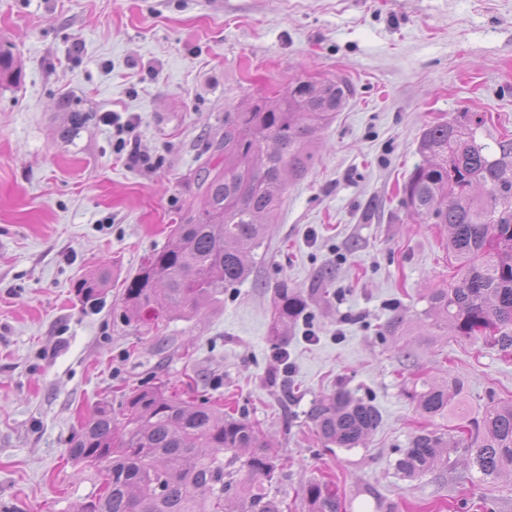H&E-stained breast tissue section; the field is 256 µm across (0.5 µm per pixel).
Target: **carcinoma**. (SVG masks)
Masks as SVG:
<instances>
[{
	"label": "carcinoma",
	"instance_id": "obj_1",
	"mask_svg": "<svg viewBox=\"0 0 512 512\" xmlns=\"http://www.w3.org/2000/svg\"><path fill=\"white\" fill-rule=\"evenodd\" d=\"M14 56L0 45V81L12 77ZM350 88L332 79L302 78L283 92L261 95L245 110L224 113V135L214 151L223 160L198 170L195 197L172 225L167 245L126 279L124 323L157 325L188 317L246 278L281 208L285 176H304L313 159L315 133L344 107ZM484 120L466 112L427 126L418 150L424 157L402 187V204L426 224L448 232L455 274L434 288L426 314L431 326L452 336L512 348V139L496 141L498 154L477 139ZM108 283L104 273L81 279L75 296L97 305ZM307 300L283 282L275 289L273 334L298 321ZM428 417L448 412V386L431 383L413 394ZM98 406L70 441L72 459L98 470V494L80 512H288L287 498L271 493L281 467L256 425L224 415L206 399L187 401L163 382L132 390L119 404ZM308 419L325 443L357 448L377 429L369 401L339 387L316 399ZM461 453L484 479L512 473V401L491 402L480 419L458 435L415 434L396 468L418 478L443 456ZM297 496L307 512H339L336 489L311 479Z\"/></svg>",
	"mask_w": 512,
	"mask_h": 512
}]
</instances>
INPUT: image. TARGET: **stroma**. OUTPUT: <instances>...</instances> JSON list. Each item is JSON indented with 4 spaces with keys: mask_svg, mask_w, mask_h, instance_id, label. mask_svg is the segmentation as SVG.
Returning a JSON list of instances; mask_svg holds the SVG:
<instances>
[{
    "mask_svg": "<svg viewBox=\"0 0 512 512\" xmlns=\"http://www.w3.org/2000/svg\"><path fill=\"white\" fill-rule=\"evenodd\" d=\"M0 44L21 70L0 85V512H77L101 485L68 453L81 421L158 379L258 423L288 492L324 478L342 512H512L511 473L483 479L457 454L416 479L396 469L419 430L512 400V351L431 329L447 234L401 203L427 125L468 112L482 142L512 134V0H0ZM296 78L352 93L252 273L197 315L125 325L124 281L168 243L225 112ZM72 111L88 120L62 135ZM103 269L102 302L83 307L77 280ZM284 282L308 308L276 340ZM442 380L450 410L423 417L412 391ZM339 386L381 415L356 448L307 418Z\"/></svg>",
    "mask_w": 512,
    "mask_h": 512,
    "instance_id": "stroma-1",
    "label": "stroma"
}]
</instances>
